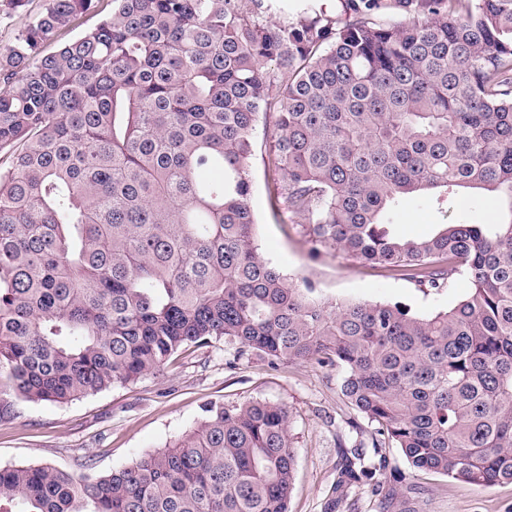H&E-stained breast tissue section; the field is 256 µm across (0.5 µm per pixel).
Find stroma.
I'll return each mask as SVG.
<instances>
[{
	"label": "stroma",
	"mask_w": 512,
	"mask_h": 512,
	"mask_svg": "<svg viewBox=\"0 0 512 512\" xmlns=\"http://www.w3.org/2000/svg\"><path fill=\"white\" fill-rule=\"evenodd\" d=\"M255 242L262 257L295 280H308L330 302H390L427 316L455 305L470 283L455 276L442 293L398 272L364 265L341 251L313 253L304 225L274 208L276 187L261 157L251 160ZM344 372L314 362L268 365L237 355L234 346L179 350L160 370L67 404L14 402L0 421V465L48 463L77 471L92 463L105 473L172 445L197 427L204 404L261 400L286 405L296 457L288 512H326V503L356 444H370L374 427L343 396ZM382 479L403 495L402 512H512V484L479 487L440 473L414 470L395 447L384 450Z\"/></svg>",
	"instance_id": "obj_1"
}]
</instances>
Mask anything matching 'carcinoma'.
<instances>
[{"instance_id": "1", "label": "carcinoma", "mask_w": 512, "mask_h": 512, "mask_svg": "<svg viewBox=\"0 0 512 512\" xmlns=\"http://www.w3.org/2000/svg\"><path fill=\"white\" fill-rule=\"evenodd\" d=\"M94 2L48 0L0 49V420L12 396L66 404L222 339L343 368L376 425L350 481L380 486L393 444L417 470L512 483V0H112L44 52ZM259 147L314 247L471 288L428 317L310 297L255 245ZM459 188L499 222L395 233ZM201 411L109 473L0 466V512H288L286 406ZM95 5L94 9L84 14L70 29L61 32L55 42L47 45L46 51H52L57 42H64L79 37L85 31L93 28L102 15L112 10V0H96ZM443 214L424 203H411L398 213L395 222L402 234L418 236L431 233L435 223L446 222Z\"/></svg>"}]
</instances>
